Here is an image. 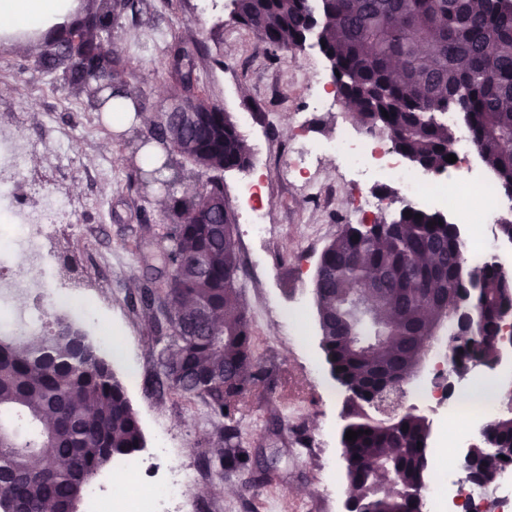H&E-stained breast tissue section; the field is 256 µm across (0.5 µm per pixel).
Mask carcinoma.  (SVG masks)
Masks as SVG:
<instances>
[{
	"instance_id": "carcinoma-1",
	"label": "carcinoma",
	"mask_w": 512,
	"mask_h": 512,
	"mask_svg": "<svg viewBox=\"0 0 512 512\" xmlns=\"http://www.w3.org/2000/svg\"><path fill=\"white\" fill-rule=\"evenodd\" d=\"M231 5L233 22L274 52L316 41L330 71H339V99L360 126L386 135L426 172L448 170L453 134L439 115L457 113L496 184L512 196V150L501 147L512 140V0ZM130 11L137 12L134 0H92L75 23L47 34L34 69L99 107L100 92L126 65L114 34ZM204 50L195 38L166 45L171 95L194 94L201 112L185 122L163 109L149 135L208 179L192 195L166 183L170 223L152 237L159 287L139 289V301L160 345L155 385L199 399L222 422V447L208 456L222 475L250 461L238 440L239 406L268 398L275 385L254 356L220 176L246 169L249 148L231 115L202 92ZM464 296V307L482 318L481 335H466L461 320L448 330L449 342L461 364L490 363L497 317L512 307V277L493 260L468 267L458 225L426 207L403 204L373 235L348 223L323 250L314 281L321 347L332 377L350 390L343 431H362L341 439L356 490L351 512H422L415 492L434 470L427 420L414 409L379 411L373 398L380 385L420 366L423 345L443 329L445 305ZM355 300L367 302L361 317L351 310ZM485 430L498 452L477 457L480 484L494 480L500 456L512 457V416L489 419ZM144 443L123 381L79 327L58 320L35 341L0 336V512H78L93 475Z\"/></svg>"
}]
</instances>
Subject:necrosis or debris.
<instances>
[{
  "mask_svg": "<svg viewBox=\"0 0 512 512\" xmlns=\"http://www.w3.org/2000/svg\"><path fill=\"white\" fill-rule=\"evenodd\" d=\"M320 153L335 155L343 167L357 174L397 185L405 197L422 205L452 206L457 223L481 225L498 221L499 193L485 176L469 171L445 178L417 175L403 165L384 136L366 133L358 137L343 124L335 138L297 149L288 167L303 169ZM23 154L21 142L0 132V209L8 212L12 226L8 241L0 242V262L11 259L19 250L27 258L22 270L8 277L0 276V331L14 336H36L44 328L42 318L12 308L11 299L19 292L29 296L51 293L53 305L68 309L72 317L90 327H98L91 304L56 280L57 258L45 245L56 219L66 213L65 204L56 201L44 210L31 212L14 207L11 202ZM494 386L492 376L482 374L448 396L436 395L431 389L418 392L424 406L440 412L442 430L433 452L435 460L455 457L462 449L474 446L478 421L500 412ZM124 471L128 483L123 495L111 493V478L107 475L89 484L87 512H180L188 500L193 476L187 468L172 466L152 475L142 464L131 462ZM492 497L496 498L500 512H512V462L503 466L491 489L450 479L442 471L426 490L429 512H487V502Z\"/></svg>",
  "mask_w": 512,
  "mask_h": 512,
  "instance_id": "necrosis-or-debris-1",
  "label": "necrosis or debris"
}]
</instances>
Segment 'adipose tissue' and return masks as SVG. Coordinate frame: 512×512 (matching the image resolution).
Wrapping results in <instances>:
<instances>
[{
  "mask_svg": "<svg viewBox=\"0 0 512 512\" xmlns=\"http://www.w3.org/2000/svg\"><path fill=\"white\" fill-rule=\"evenodd\" d=\"M77 0H0V45L20 49L28 33L69 22Z\"/></svg>",
  "mask_w": 512,
  "mask_h": 512,
  "instance_id": "ef3b65f1",
  "label": "adipose tissue"
}]
</instances>
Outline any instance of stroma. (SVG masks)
Segmentation results:
<instances>
[{"label":"stroma","mask_w":512,"mask_h":512,"mask_svg":"<svg viewBox=\"0 0 512 512\" xmlns=\"http://www.w3.org/2000/svg\"><path fill=\"white\" fill-rule=\"evenodd\" d=\"M136 22L127 23L114 43L127 61L125 78L142 89L152 105L166 103V56L159 33L193 37L206 46L200 60L201 84L211 101L233 120L249 117L242 135L253 153L244 170L224 173V203L243 254L242 295L254 336L256 357L274 371L278 392L267 402L249 399L239 411V433L249 452L275 461L271 481L253 469L217 474L204 451L217 440L215 422L204 405L168 392H156L151 326L131 296L154 272L139 248L141 216L153 228L167 221L158 205L163 191L146 173L142 150L148 129L115 132L85 97L65 92L59 82L33 67L34 47L0 46V130L22 140L17 189L19 206L38 210L64 200L68 213L57 225L52 247L58 279L83 294L119 344L109 359L125 383L147 442L158 428L171 430L179 452L174 461L197 469L202 478L189 490L193 512H345L349 496L341 446L345 392L331 377L320 347L313 280L325 247L347 224L352 185L335 158L317 173V194L288 180V149L335 136L336 111L315 112L307 105L306 78L327 70L315 48L270 53L257 35L230 18V0L202 9L200 0H147ZM265 174L264 204L271 237H252L244 222L248 209L240 187ZM262 264H253V256ZM297 311L300 327L286 329L283 310ZM334 462L324 474V458ZM335 493L318 498L324 477Z\"/></svg>","instance_id":"stroma-1"}]
</instances>
